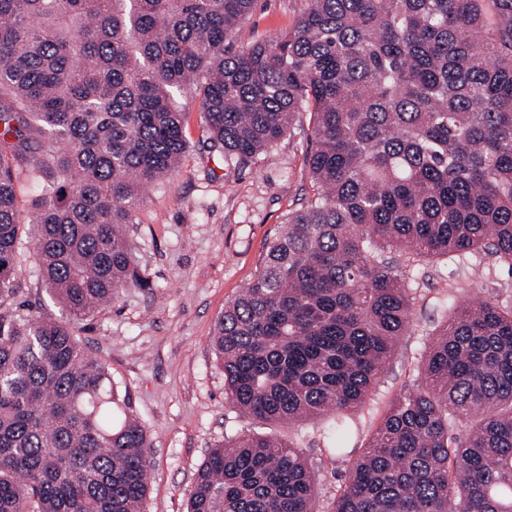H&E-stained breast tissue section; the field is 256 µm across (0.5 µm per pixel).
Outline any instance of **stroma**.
<instances>
[{
	"label": "stroma",
	"instance_id": "stroma-1",
	"mask_svg": "<svg viewBox=\"0 0 512 512\" xmlns=\"http://www.w3.org/2000/svg\"><path fill=\"white\" fill-rule=\"evenodd\" d=\"M308 0H257L234 31L241 50L293 28ZM190 147L168 181L148 188L128 228L145 287L121 289L111 306L75 326L90 356L127 391L145 427L150 486L143 512H186L197 471L209 451L239 435L272 436L301 452L318 479L317 507L325 512L397 396L410 390L421 362L444 322L447 299L512 300V269L484 254L411 263L416 280L412 320L377 387L353 419L348 455L326 450L327 417L265 423L244 415L224 396V371L211 340L225 305L258 274L267 243L290 212L312 196L306 164L312 146L310 116L299 113L284 138L246 163L214 152L199 101L181 97ZM36 229L27 226L19 291L0 309H23L46 318L62 315L47 294L34 259ZM482 276H474V265Z\"/></svg>",
	"mask_w": 512,
	"mask_h": 512
}]
</instances>
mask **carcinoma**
Here are the masks:
<instances>
[{"label": "carcinoma", "instance_id": "obj_1", "mask_svg": "<svg viewBox=\"0 0 512 512\" xmlns=\"http://www.w3.org/2000/svg\"><path fill=\"white\" fill-rule=\"evenodd\" d=\"M255 0H0V303L25 226L66 320L0 312V512H142L151 441L73 332L146 286L126 225L188 148L176 100L245 163L308 112L312 199L224 308V395L336 439L404 335L419 259L512 269V0H308L228 52ZM41 196L22 217L19 179ZM306 459L248 435L209 452L186 512H317ZM328 512H512V305H461Z\"/></svg>", "mask_w": 512, "mask_h": 512}]
</instances>
